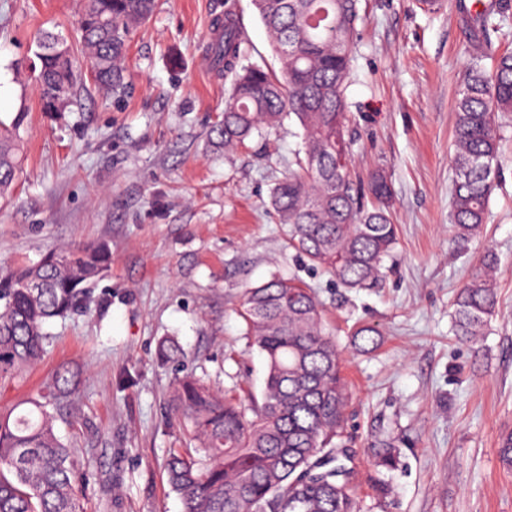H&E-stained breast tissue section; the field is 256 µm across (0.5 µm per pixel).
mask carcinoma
Masks as SVG:
<instances>
[{
	"label": "carcinoma",
	"mask_w": 512,
	"mask_h": 512,
	"mask_svg": "<svg viewBox=\"0 0 512 512\" xmlns=\"http://www.w3.org/2000/svg\"><path fill=\"white\" fill-rule=\"evenodd\" d=\"M281 72L243 66L250 41L231 0L215 22L209 50L230 78L222 119L212 126L215 148L236 150L254 135L295 119L304 157L275 184L270 207L288 226L289 246L349 291L372 288L397 241L387 181L372 177L369 192L354 185L345 90L357 38L359 0H253ZM158 0H85L80 39L72 45L42 29L35 36L41 108L58 95L71 100L90 76L106 94L126 90V56L133 31L149 20ZM512 5L470 17L474 66L455 105V184L451 222L457 242L476 238L489 214L509 141L500 116L512 114V49L494 45ZM26 112L0 120V195L20 163ZM112 263L104 244L53 247L33 264L0 266V379L14 377L41 357L47 324L89 310L91 289ZM498 259L481 268L453 300L454 335L476 342L496 315ZM238 315L245 335L266 360L262 402L245 403L235 389L222 395L193 375L179 379L168 418L187 445L170 448L167 481L182 512H360L349 488L340 447L348 391L341 356L321 304L303 282L272 276L244 291ZM72 394L59 373L49 391L16 414L0 413V512H84L75 449L57 432V411ZM378 463L397 464L390 438L373 445ZM498 456L512 469V431Z\"/></svg>",
	"instance_id": "1"
}]
</instances>
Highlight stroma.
Masks as SVG:
<instances>
[{"label": "stroma", "instance_id": "1", "mask_svg": "<svg viewBox=\"0 0 512 512\" xmlns=\"http://www.w3.org/2000/svg\"><path fill=\"white\" fill-rule=\"evenodd\" d=\"M471 0H362L347 88L349 170L391 188L398 240L374 288L336 285L288 247L270 192L302 150L284 121L248 149L213 150L211 126L227 84L206 54L224 0H160L131 37L125 95L84 82L67 111L39 108L35 33L79 38L80 0H0V120L26 111L22 164L0 197V263L48 247L107 243L112 265L90 312L54 320L43 359L0 382V411L74 376L58 433L89 469L88 512H182L166 482L172 388L187 374L214 391L261 399L265 360L237 314L244 289L271 276L313 288L336 328L351 395L343 442L364 512H512V471L497 448L512 431V149L480 237L458 248L450 220L454 104L473 64L465 34ZM251 50L246 65L279 70L252 0H236ZM499 259L498 314L477 343L452 332V303L486 251ZM377 342L362 347L357 328ZM171 338L177 363L158 355ZM393 438V469L373 444Z\"/></svg>", "mask_w": 512, "mask_h": 512}]
</instances>
